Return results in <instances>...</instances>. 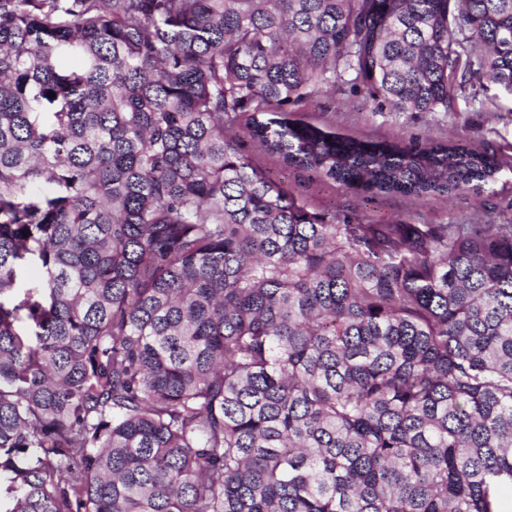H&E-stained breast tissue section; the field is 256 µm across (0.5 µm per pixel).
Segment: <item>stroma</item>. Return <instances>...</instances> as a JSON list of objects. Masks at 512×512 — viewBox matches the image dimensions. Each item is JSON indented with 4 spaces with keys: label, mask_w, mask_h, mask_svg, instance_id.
Returning <instances> with one entry per match:
<instances>
[{
    "label": "stroma",
    "mask_w": 512,
    "mask_h": 512,
    "mask_svg": "<svg viewBox=\"0 0 512 512\" xmlns=\"http://www.w3.org/2000/svg\"><path fill=\"white\" fill-rule=\"evenodd\" d=\"M289 119L365 141L396 142L414 138L444 141L462 138L477 147L493 146L512 156V99L473 107L458 98L450 112H394L364 93L348 89L321 90L293 106ZM244 151L288 194L316 209L354 211L378 224H505L512 221V167L503 169L492 188L481 194L460 193L433 201L394 194L365 195L315 173L284 167L251 140Z\"/></svg>",
    "instance_id": "1"
}]
</instances>
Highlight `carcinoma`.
Segmentation results:
<instances>
[{
    "mask_svg": "<svg viewBox=\"0 0 512 512\" xmlns=\"http://www.w3.org/2000/svg\"><path fill=\"white\" fill-rule=\"evenodd\" d=\"M338 83L512 95V0H0L3 512H506L512 224L313 209L232 130L418 200L503 159L288 121Z\"/></svg>",
    "mask_w": 512,
    "mask_h": 512,
    "instance_id": "1",
    "label": "carcinoma"
}]
</instances>
